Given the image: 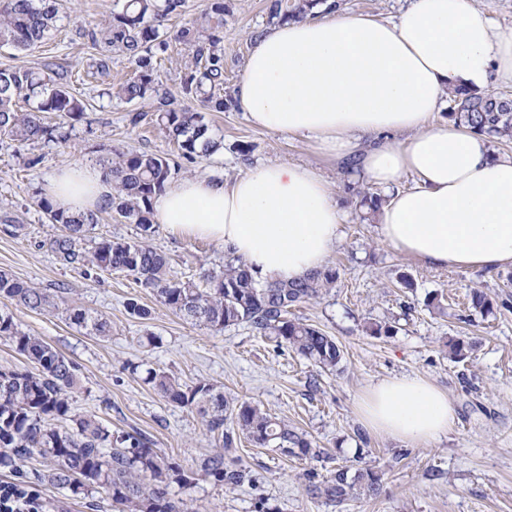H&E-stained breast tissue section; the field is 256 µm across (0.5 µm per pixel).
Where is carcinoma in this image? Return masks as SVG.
<instances>
[{"label":"carcinoma","instance_id":"obj_1","mask_svg":"<svg viewBox=\"0 0 512 512\" xmlns=\"http://www.w3.org/2000/svg\"><path fill=\"white\" fill-rule=\"evenodd\" d=\"M325 0H298L281 12L272 6V16L300 20ZM184 0H122L111 20L99 30L100 40L135 65L134 77L118 83L111 95L125 101L146 102L155 112L158 125L177 143L182 156L217 152L221 143L209 132L208 112H222L230 100L224 97V0H209L205 11L185 22L174 39L188 49L181 79L186 105L159 91L154 78L152 48L167 45L164 22L181 13ZM57 8L52 0H0V46L25 52L44 42L56 28ZM65 72L53 63L41 69L25 66L0 69V136L20 144L51 140L58 126L46 122L54 114L73 121L85 111L65 83ZM24 101L28 108L17 109ZM448 116L470 130L498 139H512V98L482 93L464 87L448 90ZM112 176L110 208L135 224L138 240L103 239L86 255L77 249L90 237L100 221L99 210L65 213L46 198L38 205L62 234L51 249L62 263L81 259L98 270L120 272L134 278L152 292L173 313L214 329L245 323L253 331L275 339L277 347L291 350L323 371H333L342 352L334 338L320 329L288 317L289 309L320 295L336 283V271L318 270L292 282L261 283L245 262L229 256L218 270L202 272V284L172 278L165 254L149 244L155 232L150 208L154 196L162 193L178 170L166 154L119 152L103 163ZM0 297L31 309L58 306L64 297L54 298L38 288L0 273ZM77 326L97 336L111 332L109 323L89 312L66 308ZM0 338L11 341L16 350L33 364L32 370L0 369V471L14 480L0 485V512H15L24 502L29 512H42L40 487L49 483L68 488L84 497L93 496L99 485L112 491V503L128 512H189L183 501L169 497L172 482L190 485L178 463L158 453L142 435L114 436L95 415L72 414L71 398L80 381V368L38 336L21 330L13 316L0 314ZM449 358L462 361L473 349L469 338H452L446 343ZM147 383L170 404L196 411L210 433L222 442L220 450L207 456L198 476L212 477L235 488L251 482V474L236 456L238 441L270 448L298 459L317 452L305 435L249 402L234 401L224 390L208 382L180 383L163 371L150 370ZM73 423L58 428L55 423ZM51 457L56 467L49 472L20 468L34 454ZM306 491L313 499L340 505L353 499H378L385 491L383 474L372 468L350 471L341 466L327 475L306 474Z\"/></svg>","mask_w":512,"mask_h":512}]
</instances>
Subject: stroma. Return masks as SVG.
Instances as JSON below:
<instances>
[{"mask_svg":"<svg viewBox=\"0 0 512 512\" xmlns=\"http://www.w3.org/2000/svg\"><path fill=\"white\" fill-rule=\"evenodd\" d=\"M273 0H226L224 93L233 95L255 32L275 26ZM117 0H56L57 27L42 44L20 54L0 48V68L42 67L54 62L68 71V90L85 104L79 121L63 126L67 141L18 146L0 139V271L49 294L65 289L67 306L107 319L108 336L76 326L64 308L39 311L0 298V313L20 329L43 338L81 369L73 394L76 413L97 415L113 434H141L185 472L199 470L215 450L202 418L167 403L145 380L147 369L179 382L206 381L225 394L260 407L306 434L325 459H287L241 441L237 454L253 481L227 489L214 479L171 484L170 494L193 512H512V266L463 271L439 268L389 247L378 219L346 188L345 165L318 155L301 137L253 126L237 105L208 113L211 133L224 144L211 156L182 161L178 178H234L259 162L315 167L336 192L346 216L341 239L327 265L336 285L290 310L293 318L332 336L342 350L335 371L320 370L273 339L240 324L221 330L184 320L155 295L119 272L62 264L50 243L61 233L35 199L56 170L71 164L101 166L113 151L177 157L178 148L155 122L149 104H129L110 94L113 83L134 76L133 64L91 32L111 14ZM185 47L170 42L156 51L158 87L181 95ZM107 59L108 73L95 72ZM142 112L138 124L130 117ZM35 165H26V158ZM151 245L164 252L179 280H198L202 270L223 265L224 249L202 239L171 235L157 227ZM484 291L493 312L470 308L471 290ZM445 297L444 313L427 306L433 294ZM150 308L149 319L129 314V299ZM390 327L373 336L369 326ZM466 336L476 348L461 362L448 358L449 339ZM418 376L447 392L456 413L447 435L429 444H411L368 430L357 405L370 386L398 376ZM341 465L372 467L384 474L385 494L340 506L311 499L305 474ZM45 512H115L111 491L97 487L92 498L46 484L40 489Z\"/></svg>","mask_w":512,"mask_h":512,"instance_id":"35a3bbf8","label":"stroma"}]
</instances>
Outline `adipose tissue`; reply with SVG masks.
Returning a JSON list of instances; mask_svg holds the SVG:
<instances>
[{
    "label": "adipose tissue",
    "instance_id": "1",
    "mask_svg": "<svg viewBox=\"0 0 512 512\" xmlns=\"http://www.w3.org/2000/svg\"><path fill=\"white\" fill-rule=\"evenodd\" d=\"M512 84V32L468 0H409L397 20L323 10L314 21L265 31L234 90L261 128L308 139L323 157H357L355 175L391 189L382 240L438 267L512 265V155L487 135L432 121L449 87ZM412 175L414 184L399 183ZM75 212L107 205L112 183L92 166L59 169L44 187ZM177 236L230 248L263 281L320 270L340 237L343 212L327 181L305 165L258 163L227 181L171 182L152 201ZM358 412L373 432L427 444L448 432L446 392L417 377L379 382Z\"/></svg>",
    "mask_w": 512,
    "mask_h": 512
}]
</instances>
